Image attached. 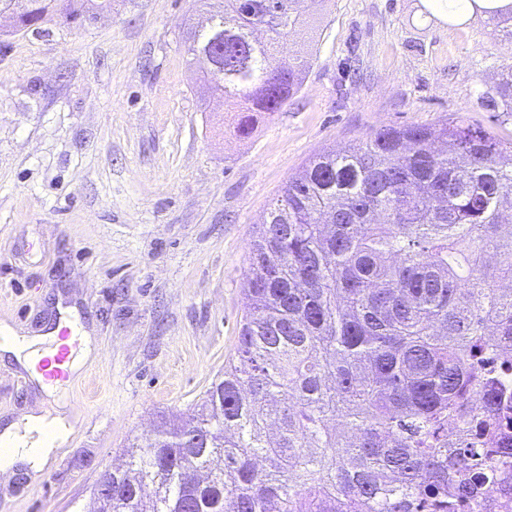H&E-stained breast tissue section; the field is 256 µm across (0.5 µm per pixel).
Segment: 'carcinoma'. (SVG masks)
Instances as JSON below:
<instances>
[{"instance_id":"carcinoma-1","label":"carcinoma","mask_w":512,"mask_h":512,"mask_svg":"<svg viewBox=\"0 0 512 512\" xmlns=\"http://www.w3.org/2000/svg\"><path fill=\"white\" fill-rule=\"evenodd\" d=\"M112 0H3L39 30ZM512 45V0H448ZM308 0H212L189 52L232 108L280 111L308 64L278 46ZM478 105L512 113V64ZM234 356L180 423L112 466V512H459L512 497V157L484 130L385 126L288 180L249 252ZM485 395L478 415L466 400Z\"/></svg>"}]
</instances>
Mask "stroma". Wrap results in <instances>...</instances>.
<instances>
[{"label":"stroma","mask_w":512,"mask_h":512,"mask_svg":"<svg viewBox=\"0 0 512 512\" xmlns=\"http://www.w3.org/2000/svg\"><path fill=\"white\" fill-rule=\"evenodd\" d=\"M429 0H320L300 90L251 133L189 63L198 0H112L110 13L0 46V324L40 334L73 306L97 351L63 398L81 418L45 484L0 471L9 512H93L135 439L179 419L233 354L249 252L309 159L384 126L440 120L512 142L478 105L505 44L483 15ZM41 390L0 358V422Z\"/></svg>","instance_id":"1"}]
</instances>
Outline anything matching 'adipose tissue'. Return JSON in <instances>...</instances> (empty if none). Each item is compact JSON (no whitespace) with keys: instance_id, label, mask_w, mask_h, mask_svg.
Wrapping results in <instances>:
<instances>
[{"instance_id":"obj_1","label":"adipose tissue","mask_w":512,"mask_h":512,"mask_svg":"<svg viewBox=\"0 0 512 512\" xmlns=\"http://www.w3.org/2000/svg\"><path fill=\"white\" fill-rule=\"evenodd\" d=\"M56 331L39 336H19L0 332V354L11 357L24 368H32L33 358L45 344L53 342ZM71 433L65 418L47 413H29L0 424V470L17 468L37 472L56 455Z\"/></svg>"}]
</instances>
